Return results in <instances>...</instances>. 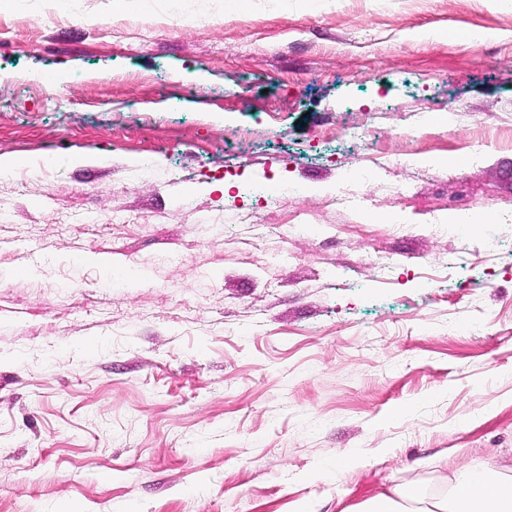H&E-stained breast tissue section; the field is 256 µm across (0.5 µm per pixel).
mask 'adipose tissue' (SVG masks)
<instances>
[{
    "mask_svg": "<svg viewBox=\"0 0 512 512\" xmlns=\"http://www.w3.org/2000/svg\"><path fill=\"white\" fill-rule=\"evenodd\" d=\"M445 493L422 497L410 484L370 497L362 512H512V468L481 463L444 475Z\"/></svg>",
    "mask_w": 512,
    "mask_h": 512,
    "instance_id": "1",
    "label": "adipose tissue"
}]
</instances>
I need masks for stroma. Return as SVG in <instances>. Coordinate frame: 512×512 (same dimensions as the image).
Wrapping results in <instances>:
<instances>
[{
  "mask_svg": "<svg viewBox=\"0 0 512 512\" xmlns=\"http://www.w3.org/2000/svg\"><path fill=\"white\" fill-rule=\"evenodd\" d=\"M0 156V512H353L512 465V0H0Z\"/></svg>",
  "mask_w": 512,
  "mask_h": 512,
  "instance_id": "obj_1",
  "label": "stroma"
}]
</instances>
